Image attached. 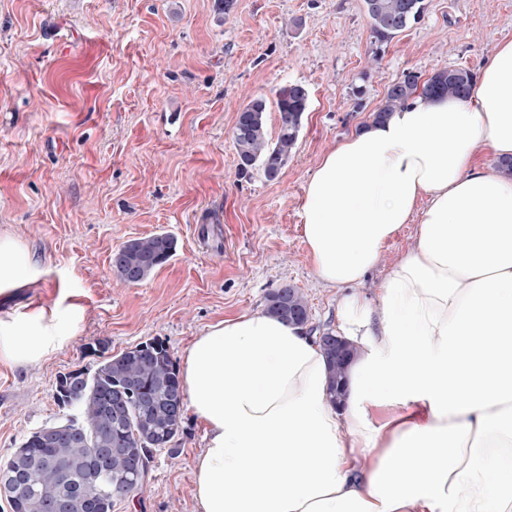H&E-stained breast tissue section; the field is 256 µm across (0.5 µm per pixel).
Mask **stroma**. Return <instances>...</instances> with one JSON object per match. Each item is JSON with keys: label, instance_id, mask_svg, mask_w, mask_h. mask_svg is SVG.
<instances>
[{"label": "stroma", "instance_id": "35a3bbf8", "mask_svg": "<svg viewBox=\"0 0 512 512\" xmlns=\"http://www.w3.org/2000/svg\"><path fill=\"white\" fill-rule=\"evenodd\" d=\"M512 40V0H425L420 20L374 42L363 0H0V230L34 253L38 287L0 303L50 302L72 288L76 336L46 361L0 366V460L66 416L58 375L151 338L174 361L208 325L265 308L298 288L313 335L336 330L346 294L323 287L302 238L300 206L319 160L372 119L387 87L413 72H480ZM303 84L308 109L276 179L239 175L240 108ZM404 225L357 293L375 300L415 241ZM172 235L175 253L145 281L123 282L112 253L127 240ZM175 451L155 453L147 481L112 512H196L193 462L204 429L186 415Z\"/></svg>", "mask_w": 512, "mask_h": 512}]
</instances>
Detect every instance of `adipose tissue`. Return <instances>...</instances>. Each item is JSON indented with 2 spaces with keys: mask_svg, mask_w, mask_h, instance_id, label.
<instances>
[{
  "mask_svg": "<svg viewBox=\"0 0 512 512\" xmlns=\"http://www.w3.org/2000/svg\"><path fill=\"white\" fill-rule=\"evenodd\" d=\"M482 144L512 156V41L468 98L416 96L323 156L301 218L324 287L361 285L405 224L415 243L376 302H342L357 349L342 405L319 346L267 313L187 347L198 512H512V174L478 166ZM41 275L0 232V298ZM83 315L64 290L0 316V366L47 360Z\"/></svg>",
  "mask_w": 512,
  "mask_h": 512,
  "instance_id": "obj_1",
  "label": "adipose tissue"
}]
</instances>
